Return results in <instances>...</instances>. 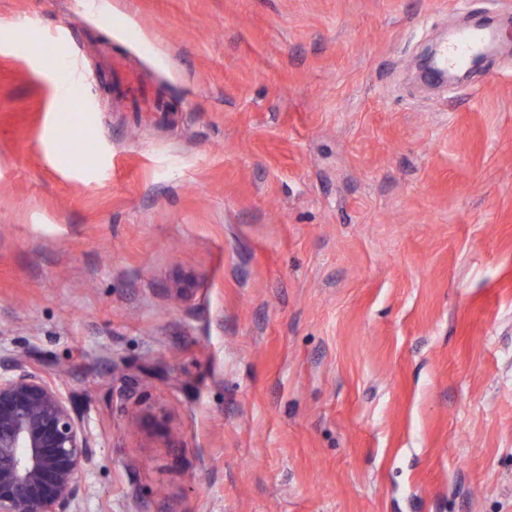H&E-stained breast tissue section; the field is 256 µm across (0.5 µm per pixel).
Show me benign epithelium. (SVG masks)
Returning a JSON list of instances; mask_svg holds the SVG:
<instances>
[{"mask_svg":"<svg viewBox=\"0 0 512 512\" xmlns=\"http://www.w3.org/2000/svg\"><path fill=\"white\" fill-rule=\"evenodd\" d=\"M488 45L465 70L438 67V51L419 60L427 82H458L481 69ZM94 436L58 388L24 370V360L0 369V512H79L83 475Z\"/></svg>","mask_w":512,"mask_h":512,"instance_id":"benign-epithelium-1","label":"benign epithelium"}]
</instances>
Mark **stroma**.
<instances>
[{
	"mask_svg": "<svg viewBox=\"0 0 512 512\" xmlns=\"http://www.w3.org/2000/svg\"><path fill=\"white\" fill-rule=\"evenodd\" d=\"M475 16L0 0V365L93 431L81 512H512V54L416 77ZM494 48V45H487L483 48L482 52L472 56L469 60L468 66L464 71L461 70H448L444 71L438 67L437 50L428 49L419 60V71L421 77L427 82L436 83H453L467 78L470 74L477 72L481 69L485 62L487 54Z\"/></svg>",
	"mask_w": 512,
	"mask_h": 512,
	"instance_id": "35a3bbf8",
	"label": "stroma"
}]
</instances>
